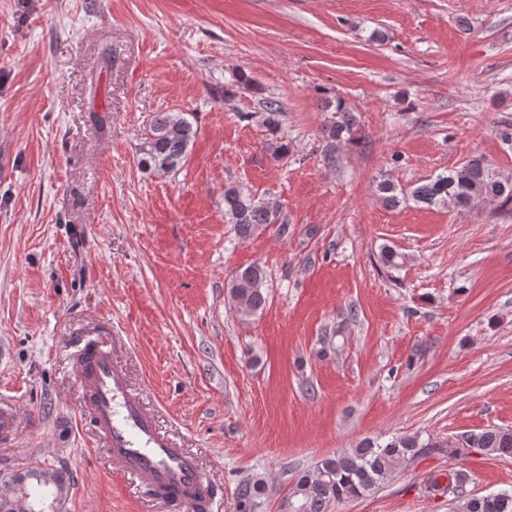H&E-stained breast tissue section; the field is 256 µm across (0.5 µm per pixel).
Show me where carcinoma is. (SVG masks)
Here are the masks:
<instances>
[{
    "mask_svg": "<svg viewBox=\"0 0 512 512\" xmlns=\"http://www.w3.org/2000/svg\"><path fill=\"white\" fill-rule=\"evenodd\" d=\"M281 111L278 101L265 100L263 124L271 130L278 129ZM356 125L353 112L338 100L334 115L325 125V138L332 143L343 137L350 141ZM196 134V128L186 113H158L144 132L140 166L163 173L176 170L186 160ZM377 191L382 204L390 208L406 200L404 191L389 179L380 181ZM411 197L427 205L450 202L459 208L475 210L490 200L512 202V182L498 178L483 159L475 157L416 187ZM224 213L242 240L249 239L263 226L277 222L276 211L235 185L224 187ZM379 260L387 268L398 269L403 265L405 256L385 245L380 249ZM266 278V269L254 263L238 270L227 282L228 303L241 319L248 320L266 308ZM461 445L477 448L488 455L511 457L512 428L489 426L463 437ZM443 448L442 442L429 436L424 438L418 433L365 439L354 448L321 460L314 469L299 473L281 498L278 509L285 512H329L334 503L372 493L401 462L441 452ZM444 477L447 484L442 486L435 478L433 489L453 496V512H512V488L469 497L463 490L465 474L453 471ZM69 482L68 475L58 469L32 468L9 482H0V512H28L26 490L37 495L46 487L61 500L68 491ZM266 494V484L259 478L240 483L237 490L238 512H254Z\"/></svg>",
    "mask_w": 512,
    "mask_h": 512,
    "instance_id": "cac0c4a2",
    "label": "carcinoma"
}]
</instances>
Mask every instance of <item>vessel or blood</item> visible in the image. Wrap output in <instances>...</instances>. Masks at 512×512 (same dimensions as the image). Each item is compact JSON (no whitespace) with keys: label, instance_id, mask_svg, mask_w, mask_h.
Here are the masks:
<instances>
[{"label":"vessel or blood","instance_id":"b4317fda","mask_svg":"<svg viewBox=\"0 0 512 512\" xmlns=\"http://www.w3.org/2000/svg\"><path fill=\"white\" fill-rule=\"evenodd\" d=\"M72 362L83 409L113 469L130 476L155 499L206 512L210 495L199 458L159 428L114 343L101 338L85 344L74 352ZM22 426L20 412L0 402V444H11Z\"/></svg>","mask_w":512,"mask_h":512}]
</instances>
